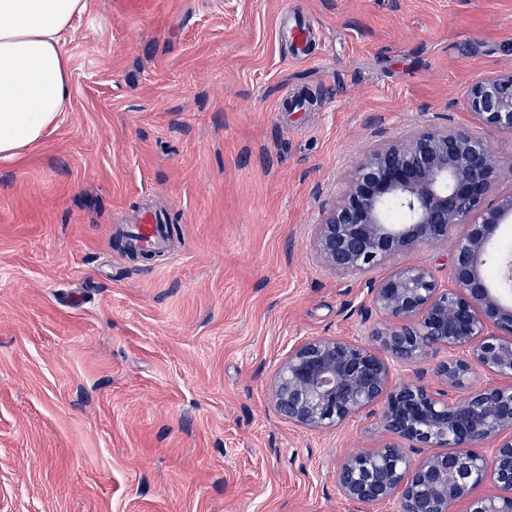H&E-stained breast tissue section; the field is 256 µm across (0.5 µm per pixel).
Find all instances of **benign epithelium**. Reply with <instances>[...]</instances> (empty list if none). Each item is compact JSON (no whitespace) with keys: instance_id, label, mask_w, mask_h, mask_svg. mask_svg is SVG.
I'll return each instance as SVG.
<instances>
[{"instance_id":"obj_1","label":"benign epithelium","mask_w":512,"mask_h":512,"mask_svg":"<svg viewBox=\"0 0 512 512\" xmlns=\"http://www.w3.org/2000/svg\"><path fill=\"white\" fill-rule=\"evenodd\" d=\"M466 103L478 125L512 137V68L474 81ZM389 202L403 219L387 217ZM511 222L512 158L449 125L377 143L323 210L315 253L336 275L360 278L362 322L384 318V327H369L380 347L342 336L303 339L278 368L272 400L288 423L313 432L380 412L395 440L350 455L336 475L346 500L392 502L396 512H454L464 500L466 512H512V303L489 276L491 246ZM457 227L464 232L447 283L423 264L377 275L388 260L436 247ZM496 267L500 284H511L512 254L499 253ZM432 348L448 350L434 373L452 388L465 386L475 368L502 382L453 403L420 377L390 386L397 368ZM487 483L494 492L475 493Z\"/></svg>"}]
</instances>
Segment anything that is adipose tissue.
Wrapping results in <instances>:
<instances>
[{"mask_svg": "<svg viewBox=\"0 0 512 512\" xmlns=\"http://www.w3.org/2000/svg\"><path fill=\"white\" fill-rule=\"evenodd\" d=\"M89 0H0V160H16L58 126L71 99L63 35Z\"/></svg>", "mask_w": 512, "mask_h": 512, "instance_id": "obj_1", "label": "adipose tissue"}]
</instances>
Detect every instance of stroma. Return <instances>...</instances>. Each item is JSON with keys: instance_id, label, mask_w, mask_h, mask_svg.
Here are the masks:
<instances>
[{"instance_id": "35a3bbf8", "label": "stroma", "mask_w": 512, "mask_h": 512, "mask_svg": "<svg viewBox=\"0 0 512 512\" xmlns=\"http://www.w3.org/2000/svg\"><path fill=\"white\" fill-rule=\"evenodd\" d=\"M71 102L0 161V512H392L341 496L379 416L271 400L297 341L375 339L314 224L385 138L469 128L512 0H90ZM181 231L136 260L119 227Z\"/></svg>"}]
</instances>
